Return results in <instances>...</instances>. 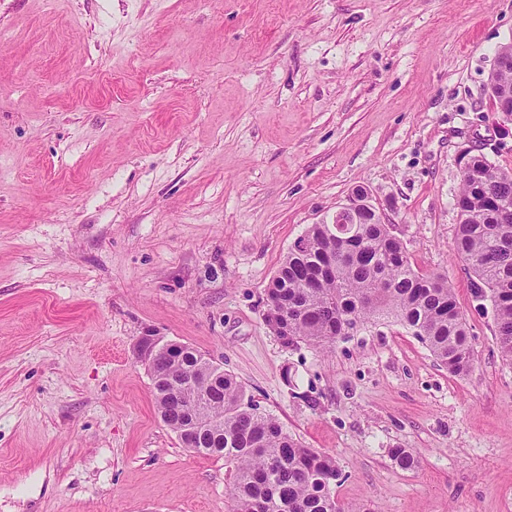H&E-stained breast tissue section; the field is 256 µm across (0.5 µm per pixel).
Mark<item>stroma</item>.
<instances>
[{
  "instance_id": "stroma-1",
  "label": "stroma",
  "mask_w": 512,
  "mask_h": 512,
  "mask_svg": "<svg viewBox=\"0 0 512 512\" xmlns=\"http://www.w3.org/2000/svg\"><path fill=\"white\" fill-rule=\"evenodd\" d=\"M509 41L512 0H0V512H227L146 334L334 455L343 512H512V364L454 207L463 150L512 169ZM359 188L447 276L469 375L390 322L326 349L267 330L289 247Z\"/></svg>"
}]
</instances>
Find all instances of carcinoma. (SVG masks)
Here are the masks:
<instances>
[{"instance_id":"carcinoma-1","label":"carcinoma","mask_w":512,"mask_h":512,"mask_svg":"<svg viewBox=\"0 0 512 512\" xmlns=\"http://www.w3.org/2000/svg\"><path fill=\"white\" fill-rule=\"evenodd\" d=\"M456 252L475 288L493 306L494 336L512 362V170L483 156L460 175ZM360 224H312L288 249L265 290L264 323L282 346L326 348L368 323L391 320L424 343L456 376L473 365L469 329L446 276L415 270L402 241L379 213ZM162 421L202 455L221 457L229 475L228 512H342L333 486L336 458L295 440L259 412L243 384L181 344L153 363ZM402 469L406 448L391 450Z\"/></svg>"}]
</instances>
